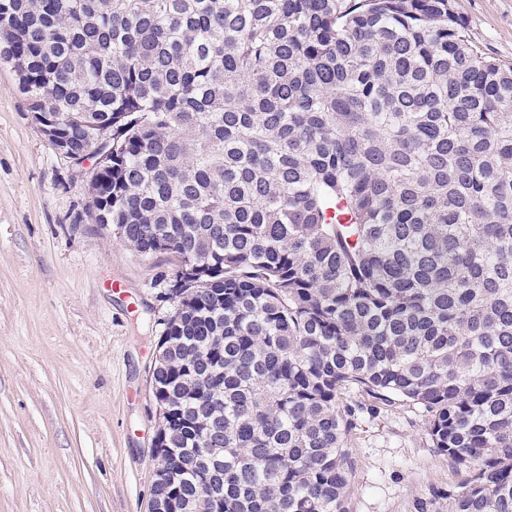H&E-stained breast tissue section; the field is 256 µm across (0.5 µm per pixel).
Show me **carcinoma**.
Masks as SVG:
<instances>
[{
    "label": "carcinoma",
    "mask_w": 512,
    "mask_h": 512,
    "mask_svg": "<svg viewBox=\"0 0 512 512\" xmlns=\"http://www.w3.org/2000/svg\"><path fill=\"white\" fill-rule=\"evenodd\" d=\"M0 62L175 257L163 512H349L357 386L512 512V63L451 0H0Z\"/></svg>",
    "instance_id": "obj_1"
}]
</instances>
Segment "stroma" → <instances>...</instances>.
<instances>
[{"label":"stroma","instance_id":"1","mask_svg":"<svg viewBox=\"0 0 512 512\" xmlns=\"http://www.w3.org/2000/svg\"><path fill=\"white\" fill-rule=\"evenodd\" d=\"M472 42L512 61V0H454ZM91 167L72 170L0 65V512H147L156 429L149 366L167 254L85 221ZM350 512H416L468 472L431 448L408 404L360 414Z\"/></svg>","mask_w":512,"mask_h":512}]
</instances>
